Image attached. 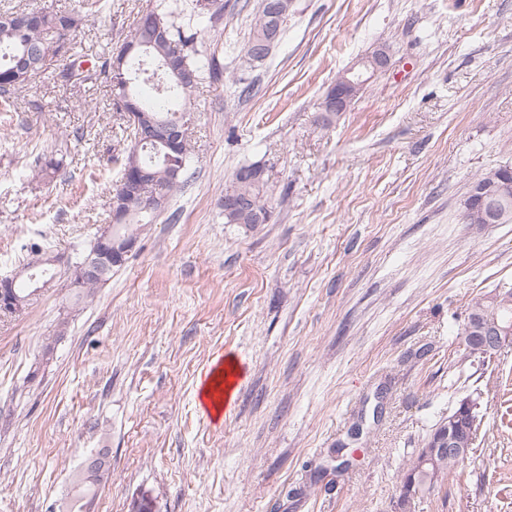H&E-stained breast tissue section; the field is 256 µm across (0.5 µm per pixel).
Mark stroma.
Segmentation results:
<instances>
[{
	"instance_id": "stroma-1",
	"label": "stroma",
	"mask_w": 512,
	"mask_h": 512,
	"mask_svg": "<svg viewBox=\"0 0 512 512\" xmlns=\"http://www.w3.org/2000/svg\"><path fill=\"white\" fill-rule=\"evenodd\" d=\"M148 2L104 0L76 41L109 52ZM223 3L198 44L223 76L188 108L184 192L91 297L69 273L0 310V512H131L144 493L155 512H397L406 463L470 393L467 479L418 510L512 512L492 389L512 348L448 364L470 300L512 288V223L463 220L473 178L512 166V0H294L259 63L244 55L257 0ZM383 46L388 70L324 124L337 74ZM121 127L102 83L40 79L0 112V276L111 224ZM46 155L66 178L34 177ZM255 162L272 219L225 223L228 180ZM228 355L215 419L200 391ZM101 451L98 491L74 507Z\"/></svg>"
}]
</instances>
